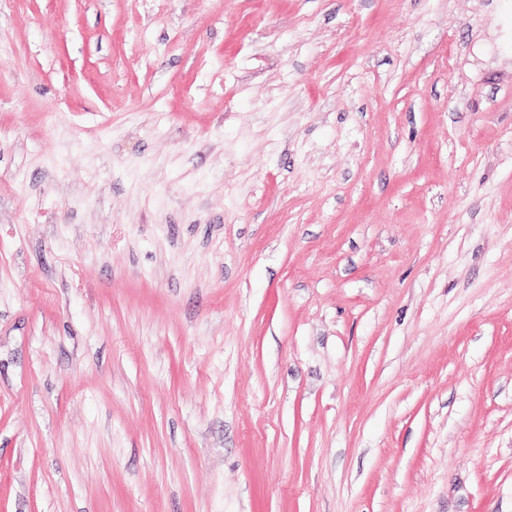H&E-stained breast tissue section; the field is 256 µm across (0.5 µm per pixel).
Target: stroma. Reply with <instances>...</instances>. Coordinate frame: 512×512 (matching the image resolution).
<instances>
[{"label": "stroma", "mask_w": 512, "mask_h": 512, "mask_svg": "<svg viewBox=\"0 0 512 512\" xmlns=\"http://www.w3.org/2000/svg\"><path fill=\"white\" fill-rule=\"evenodd\" d=\"M0 512H512V0H0Z\"/></svg>", "instance_id": "1"}]
</instances>
